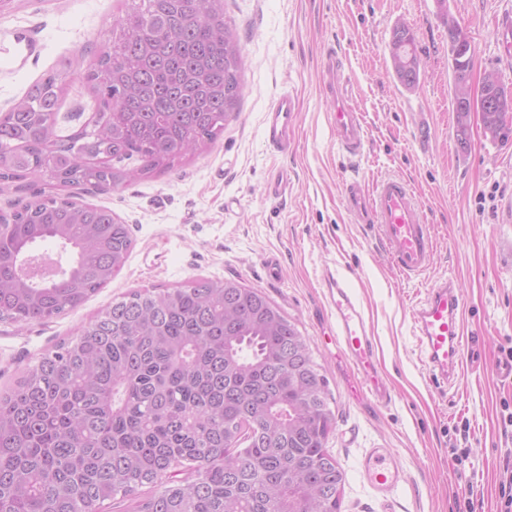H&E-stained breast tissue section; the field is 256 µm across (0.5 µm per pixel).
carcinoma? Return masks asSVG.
I'll list each match as a JSON object with an SVG mask.
<instances>
[{"label": "carcinoma", "mask_w": 512, "mask_h": 512, "mask_svg": "<svg viewBox=\"0 0 512 512\" xmlns=\"http://www.w3.org/2000/svg\"><path fill=\"white\" fill-rule=\"evenodd\" d=\"M89 75L104 109L59 138L63 61L0 116V182L109 192L208 151L236 117L243 55L224 0H140ZM453 86L474 59L451 56ZM467 147L471 110L454 108ZM512 133V106L480 115ZM110 156L116 166L87 160ZM139 162L133 168L123 162ZM0 321L40 323L107 285L133 247L111 210L37 192L3 217ZM327 378L266 294L234 279L134 290L0 390V512H339Z\"/></svg>", "instance_id": "carcinoma-1"}]
</instances>
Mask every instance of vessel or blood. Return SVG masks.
I'll return each mask as SVG.
<instances>
[{
	"instance_id": "b4317fda",
	"label": "vessel or blood",
	"mask_w": 512,
	"mask_h": 512,
	"mask_svg": "<svg viewBox=\"0 0 512 512\" xmlns=\"http://www.w3.org/2000/svg\"><path fill=\"white\" fill-rule=\"evenodd\" d=\"M320 90L334 109L327 120L337 134L344 158L357 162L366 151L364 119L351 103V88L335 51L324 54L320 68ZM298 123L295 98L279 95L265 114L262 138L266 145L284 152L290 147ZM347 210L358 223L376 228L395 268L406 277L425 272L432 260L435 240L427 220L406 183L386 179L374 190L359 181L345 189ZM332 341L353 369L357 390L367 401L386 405L391 396L386 378L378 367L375 337L365 310L342 274L325 279ZM414 335L421 362L429 377L453 382L470 364L468 347L472 335L454 282L442 279L429 289L412 310ZM363 483L379 499L392 498L406 482L405 471L387 448L367 449L360 464Z\"/></svg>"
}]
</instances>
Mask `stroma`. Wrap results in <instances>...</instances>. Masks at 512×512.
Listing matches in <instances>:
<instances>
[{
	"instance_id": "stroma-1",
	"label": "stroma",
	"mask_w": 512,
	"mask_h": 512,
	"mask_svg": "<svg viewBox=\"0 0 512 512\" xmlns=\"http://www.w3.org/2000/svg\"><path fill=\"white\" fill-rule=\"evenodd\" d=\"M132 0H0V114L62 60L71 82L57 135L81 128L100 101L86 75L112 43V23ZM244 56L239 114L212 148L173 169L107 193H71L129 224L135 246L119 273L85 303L43 323L0 321V390L86 326L112 301L138 288L200 278L235 279L261 289L310 342L328 380L336 430L328 443L346 473L340 512H499V487L512 459V378L499 367L512 349V139L494 142L472 119L467 150L456 141L448 29L435 0H224ZM475 49L480 84L496 71L512 87V0H448ZM414 32L424 74L416 89L395 79L389 56L397 20ZM36 52L12 58L16 34ZM336 50L364 115L368 147L348 165L327 123L320 60ZM298 102L291 150L266 148L264 115L277 96ZM279 172L280 196L266 185ZM366 189L395 176L410 184L437 242L430 269L407 280L373 231L348 212L344 186ZM344 274L370 319L377 358L391 389L375 407L350 391L351 370L322 337L330 324L324 269ZM454 278L477 359L456 388L442 392L419 361L411 311L441 277ZM390 448L406 473L391 502L361 482L365 449ZM465 448V464L454 449Z\"/></svg>"
}]
</instances>
